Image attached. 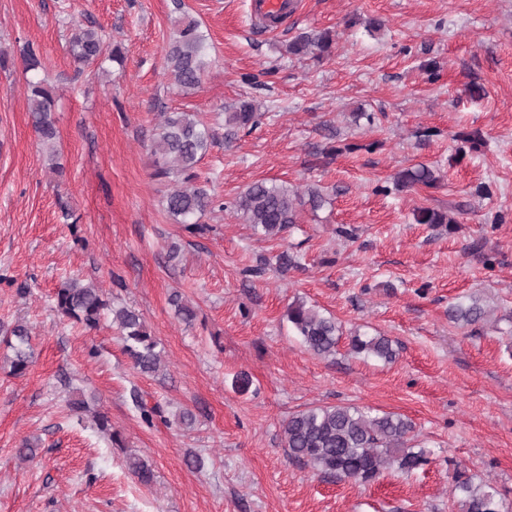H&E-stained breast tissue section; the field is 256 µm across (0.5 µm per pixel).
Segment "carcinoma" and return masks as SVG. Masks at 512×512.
<instances>
[{
    "mask_svg": "<svg viewBox=\"0 0 512 512\" xmlns=\"http://www.w3.org/2000/svg\"><path fill=\"white\" fill-rule=\"evenodd\" d=\"M174 33L165 47L169 74L173 84L188 94L198 89L209 66L210 45L198 20L182 10L181 0H175ZM69 52L79 70H104L106 63L121 60L120 47L112 45L92 25L72 22ZM335 39L328 30L304 32L287 45L290 55H311L322 58L332 53ZM26 78L27 106L32 126L48 158L56 157L58 128L56 125L55 93L45 80L38 78L41 61L28 47L22 53ZM263 113L251 101L243 100L224 113V127L228 135L240 130H253L261 123ZM456 140L475 151L487 145L484 132L478 128H464L455 134ZM215 140L213 130L188 112H164L159 132L152 139L154 176L164 178L169 189L164 196L166 213L192 234L202 233L205 227L199 219L213 207L209 192L197 185V165ZM439 177L424 164L402 171L395 179V187L411 188L417 185L436 188ZM323 196L308 192L304 199L287 187L265 180L256 181L235 201V208L245 223L261 230L267 237H280L298 223V207L305 204L319 208ZM419 224H454L449 213L421 208L417 212ZM177 316L185 323L196 317L195 308L175 292L170 298ZM57 312L88 328H95L108 312L117 323L124 349L134 366L145 374L158 372L161 354L157 342L148 332L139 313L128 307L115 309L104 298L101 289L92 283L77 279L66 282L55 293ZM488 315L482 300L473 297L467 304L458 303L448 309V318L463 327L475 325ZM288 321L293 325L305 347L314 354L329 357L336 353L340 326L336 319L325 316L305 303L296 301L288 307ZM15 341L11 372L23 375L29 366L30 336L26 327L17 325L11 330ZM350 350L358 355L390 360L395 356L392 341L385 336L355 335L350 339ZM70 410L78 415L92 413L97 428L111 434L116 445H122L106 414L93 411L88 401L74 398ZM415 427L407 419L391 414H371L357 408L322 405L294 413L283 424L284 445L290 456L326 475L356 483L377 480L385 470L411 473L428 462L424 449L408 446ZM128 469L143 483L153 479L151 468L139 459L128 461ZM459 512H499V504L491 487L477 484L461 472L455 481Z\"/></svg>",
    "mask_w": 512,
    "mask_h": 512,
    "instance_id": "1",
    "label": "carcinoma"
}]
</instances>
